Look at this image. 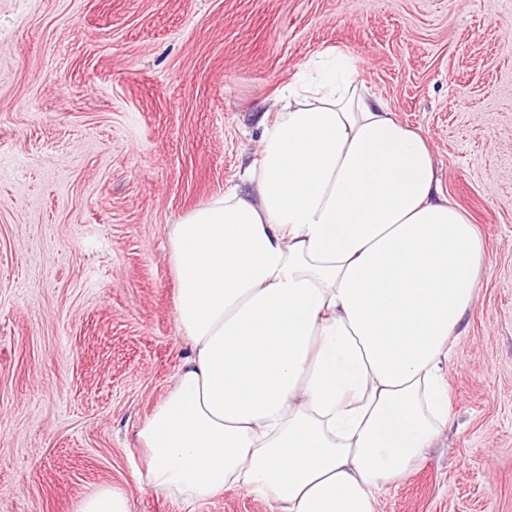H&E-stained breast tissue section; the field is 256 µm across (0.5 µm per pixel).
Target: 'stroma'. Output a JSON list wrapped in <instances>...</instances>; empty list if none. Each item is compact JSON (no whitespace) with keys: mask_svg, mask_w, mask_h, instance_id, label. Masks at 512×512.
Segmentation results:
<instances>
[{"mask_svg":"<svg viewBox=\"0 0 512 512\" xmlns=\"http://www.w3.org/2000/svg\"><path fill=\"white\" fill-rule=\"evenodd\" d=\"M430 147L487 262L450 421L376 512H512V0H0V512H275L141 490L136 432L187 349L167 229L241 186L319 55ZM76 512H132L131 501L122 488L102 486L85 495Z\"/></svg>","mask_w":512,"mask_h":512,"instance_id":"35a3bbf8","label":"stroma"}]
</instances>
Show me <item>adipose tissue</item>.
I'll use <instances>...</instances> for the list:
<instances>
[{
    "label": "adipose tissue",
    "mask_w": 512,
    "mask_h": 512,
    "mask_svg": "<svg viewBox=\"0 0 512 512\" xmlns=\"http://www.w3.org/2000/svg\"><path fill=\"white\" fill-rule=\"evenodd\" d=\"M328 52L258 126L243 188L167 232L188 353L136 433L138 484L277 512H375L448 426L484 239L423 138Z\"/></svg>",
    "instance_id": "obj_1"
}]
</instances>
